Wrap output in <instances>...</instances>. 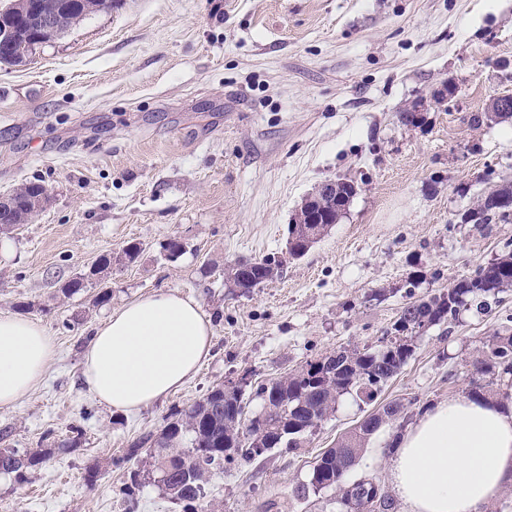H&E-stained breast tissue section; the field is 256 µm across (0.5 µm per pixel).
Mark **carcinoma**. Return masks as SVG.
Masks as SVG:
<instances>
[{
  "label": "carcinoma",
  "instance_id": "carcinoma-1",
  "mask_svg": "<svg viewBox=\"0 0 512 512\" xmlns=\"http://www.w3.org/2000/svg\"><path fill=\"white\" fill-rule=\"evenodd\" d=\"M47 8L61 4L67 9L59 32H64L99 11L100 0H36ZM12 52L0 56V63L20 65L30 57V39L12 40ZM491 120L501 123L512 120V95L502 97V107L487 113ZM45 187L39 182L23 184L14 193V204L0 209V224H24L31 216L30 202L42 195ZM353 181L335 180V186L319 189L313 200H305L296 217L297 224H310L316 228L313 238L294 237L288 231V256L297 259L305 255L314 243L324 237L337 223L343 211L356 195ZM512 220V182L495 186L478 204L465 212V224H496ZM142 252L141 244L131 242L121 255L103 256L90 272L96 276L105 272L112 261L133 263ZM283 261L266 257L255 261H238L229 267V278L237 288L249 290L273 279ZM512 288V254H506L469 278L448 285L428 298L404 305L390 331L386 343L373 348H341L329 355L288 374L286 377L263 384L257 391L267 408L248 419L249 436H240V425L245 413L243 391L224 393V387H214L205 398L181 409L168 419L157 436L147 434L126 449L118 462H130L147 452L150 473L166 495L180 503L183 512H204L202 501L213 471L224 462L237 459L252 461L258 457V447L297 450L306 442L319 424L336 410V404L345 395L360 400L374 398L408 362L414 353V341L423 329L433 325L453 324L461 310L476 302L480 309L498 301L499 294ZM473 366L483 376L485 384L475 383L468 391L472 399H493L508 406L512 393L505 379L512 380V329L492 336L473 360ZM403 405L389 403L378 412L368 415L348 435L317 457L312 469L310 486L313 491L331 490L344 512H398L397 501L375 481L363 477L352 482L346 475L356 465L371 436L384 423L393 422L402 413ZM52 452L17 448H0V473L14 477L18 482L26 479L27 471L51 459Z\"/></svg>",
  "mask_w": 512,
  "mask_h": 512
}]
</instances>
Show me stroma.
<instances>
[{"instance_id": "1", "label": "stroma", "mask_w": 512, "mask_h": 512, "mask_svg": "<svg viewBox=\"0 0 512 512\" xmlns=\"http://www.w3.org/2000/svg\"><path fill=\"white\" fill-rule=\"evenodd\" d=\"M505 94L512 0H112L26 63L0 64V196L36 180L48 192L27 223L0 230V310L24 303L58 344L43 381L0 410V429L30 451L83 433L25 483L1 474L0 512H182L149 477L124 495L132 440L221 384L243 386L247 413L260 412V385L378 345L409 299L512 252V222L461 221L512 182V123L484 117ZM402 112L417 123L402 125ZM336 178L356 195L304 257L286 258L302 201ZM173 236L186 250L170 261ZM134 239L135 262L60 293ZM272 256L281 273L259 287L224 276ZM105 287L111 298L97 303ZM161 289L201 304L212 356L165 400L112 412L81 381L88 338L113 309ZM511 319L512 289L430 328L374 401L342 397L304 448L213 472L207 512H336L333 492L294 489L320 453L397 401L403 424L382 425L348 474L389 487L395 440L465 396L477 349Z\"/></svg>"}]
</instances>
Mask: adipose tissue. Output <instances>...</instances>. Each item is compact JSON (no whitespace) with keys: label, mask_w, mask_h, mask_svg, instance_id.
Masks as SVG:
<instances>
[{"label":"adipose tissue","mask_w":512,"mask_h":512,"mask_svg":"<svg viewBox=\"0 0 512 512\" xmlns=\"http://www.w3.org/2000/svg\"><path fill=\"white\" fill-rule=\"evenodd\" d=\"M212 347L201 305L159 291L100 323L82 380L99 403L135 413L183 387ZM56 357V341L40 321L0 310V410L41 383ZM388 474L407 512H482L512 484V412L468 398L437 405L401 438Z\"/></svg>","instance_id":"ef3b65f1"}]
</instances>
